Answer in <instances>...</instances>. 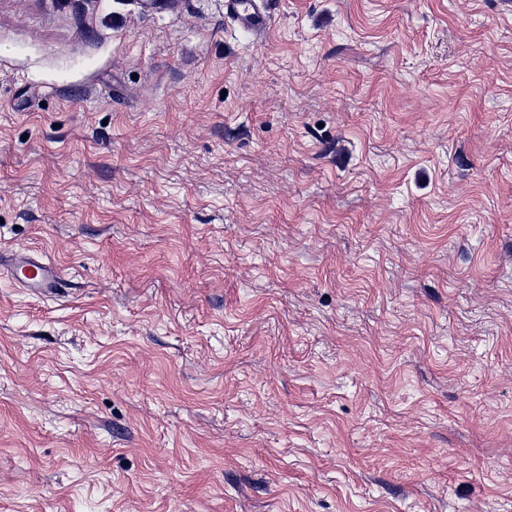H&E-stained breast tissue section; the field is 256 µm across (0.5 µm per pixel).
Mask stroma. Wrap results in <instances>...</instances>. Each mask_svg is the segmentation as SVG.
Returning a JSON list of instances; mask_svg holds the SVG:
<instances>
[{
	"instance_id": "35a3bbf8",
	"label": "stroma",
	"mask_w": 512,
	"mask_h": 512,
	"mask_svg": "<svg viewBox=\"0 0 512 512\" xmlns=\"http://www.w3.org/2000/svg\"><path fill=\"white\" fill-rule=\"evenodd\" d=\"M0 0V512H512V0ZM224 16L258 40L266 37L273 22L270 0H225ZM14 264L23 273L22 285L44 296L53 294L61 279L56 266L39 254L19 252Z\"/></svg>"
}]
</instances>
